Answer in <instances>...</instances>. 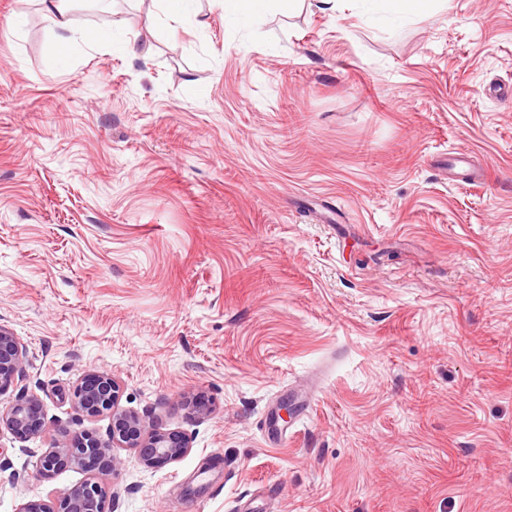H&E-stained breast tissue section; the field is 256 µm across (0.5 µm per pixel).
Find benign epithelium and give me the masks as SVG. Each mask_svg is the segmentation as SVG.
I'll list each match as a JSON object with an SVG mask.
<instances>
[{
	"label": "benign epithelium",
	"mask_w": 512,
	"mask_h": 512,
	"mask_svg": "<svg viewBox=\"0 0 512 512\" xmlns=\"http://www.w3.org/2000/svg\"><path fill=\"white\" fill-rule=\"evenodd\" d=\"M25 355L18 338L0 327V393L22 376ZM119 397L120 382L114 375L103 371L84 374L73 387L71 403L89 418L108 417V433L104 438L93 432L62 438L41 454L38 475L46 478L69 467L92 474L115 473L117 448L135 449L143 465L151 469L175 463L190 451L191 438L185 432L147 423L138 412L121 406ZM44 424V404L36 396L0 410V428L19 439L39 436ZM106 501L105 487L92 477L54 498L28 500L16 512H106Z\"/></svg>",
	"instance_id": "benign-epithelium-1"
}]
</instances>
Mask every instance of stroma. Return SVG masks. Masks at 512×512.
Wrapping results in <instances>:
<instances>
[{"instance_id":"1","label":"stroma","mask_w":512,"mask_h":512,"mask_svg":"<svg viewBox=\"0 0 512 512\" xmlns=\"http://www.w3.org/2000/svg\"><path fill=\"white\" fill-rule=\"evenodd\" d=\"M135 39L145 0H71ZM41 0H0V325L27 351L0 409V512L86 480L38 476L68 395L192 439L117 449L106 512H512V0L397 19L299 0L240 21L216 0L148 59L58 54ZM458 150L488 179L461 186ZM201 393L213 411L188 416ZM45 424L42 400L36 396L18 400L6 410H0V429L6 428L15 438L39 436Z\"/></svg>"}]
</instances>
